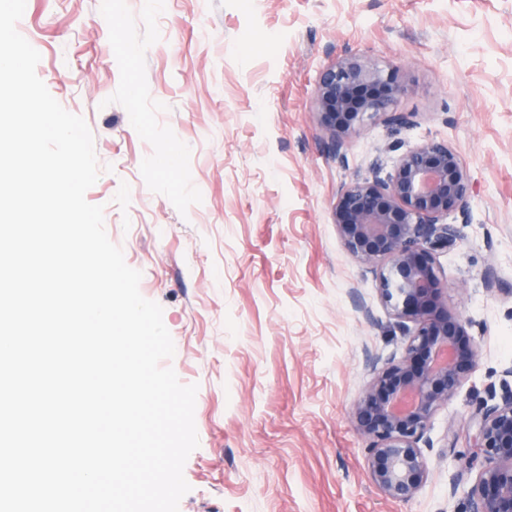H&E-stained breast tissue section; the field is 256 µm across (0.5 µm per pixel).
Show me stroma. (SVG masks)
Wrapping results in <instances>:
<instances>
[{
	"mask_svg": "<svg viewBox=\"0 0 512 512\" xmlns=\"http://www.w3.org/2000/svg\"><path fill=\"white\" fill-rule=\"evenodd\" d=\"M17 30L90 128L86 199L198 387L179 512H470L467 422L512 367V0H28ZM349 53L401 68L417 124L366 123L341 162L315 100ZM427 140L472 173L439 265L480 362L435 415L429 479L403 502L370 481L353 407L371 358L407 338L332 206Z\"/></svg>",
	"mask_w": 512,
	"mask_h": 512,
	"instance_id": "obj_1",
	"label": "stroma"
}]
</instances>
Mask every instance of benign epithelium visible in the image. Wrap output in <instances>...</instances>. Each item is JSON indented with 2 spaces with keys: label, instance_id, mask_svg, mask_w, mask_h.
<instances>
[{
  "label": "benign epithelium",
  "instance_id": "7a95c632",
  "mask_svg": "<svg viewBox=\"0 0 512 512\" xmlns=\"http://www.w3.org/2000/svg\"><path fill=\"white\" fill-rule=\"evenodd\" d=\"M409 88L397 66L345 54L320 72L316 106L329 149L342 161L349 140L364 124L415 125V113L398 107ZM471 174L444 141L409 148L391 172L343 184L332 207L346 251L376 272L381 302L407 332L404 354L374 361L372 377L353 410L368 442L371 482L387 498L411 500L427 483L422 445L437 411L477 370L480 352L468 322L441 299L447 288L437 256L460 239L448 218L468 211ZM476 471L471 512H512V384L480 403L467 429Z\"/></svg>",
  "mask_w": 512,
  "mask_h": 512
}]
</instances>
